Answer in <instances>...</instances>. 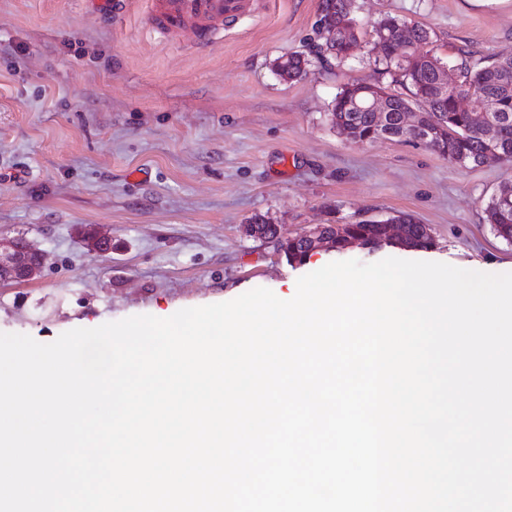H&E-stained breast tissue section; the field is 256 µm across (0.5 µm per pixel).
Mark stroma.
<instances>
[{
	"label": "stroma",
	"instance_id": "35a3bbf8",
	"mask_svg": "<svg viewBox=\"0 0 512 512\" xmlns=\"http://www.w3.org/2000/svg\"><path fill=\"white\" fill-rule=\"evenodd\" d=\"M0 0V237H25L41 275L0 284V332L50 343L129 316L159 318L257 288L292 298L324 265L387 257L512 271V243L484 207L512 163L476 168L423 146L349 142L328 114L352 82L392 85L372 24L427 29L440 55L512 57V0H353L358 48L321 56L322 0H255L206 51L151 30V0ZM311 57L282 80V56ZM412 214L423 251L321 250L289 264L245 236L262 216L293 237L318 224ZM112 238L88 250L79 230Z\"/></svg>",
	"mask_w": 512,
	"mask_h": 512
}]
</instances>
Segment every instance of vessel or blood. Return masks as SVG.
<instances>
[{"instance_id": "obj_1", "label": "vessel or blood", "mask_w": 512, "mask_h": 512, "mask_svg": "<svg viewBox=\"0 0 512 512\" xmlns=\"http://www.w3.org/2000/svg\"><path fill=\"white\" fill-rule=\"evenodd\" d=\"M252 0H156L152 31L162 37L191 33L196 47L211 46L225 22L250 11Z\"/></svg>"}]
</instances>
